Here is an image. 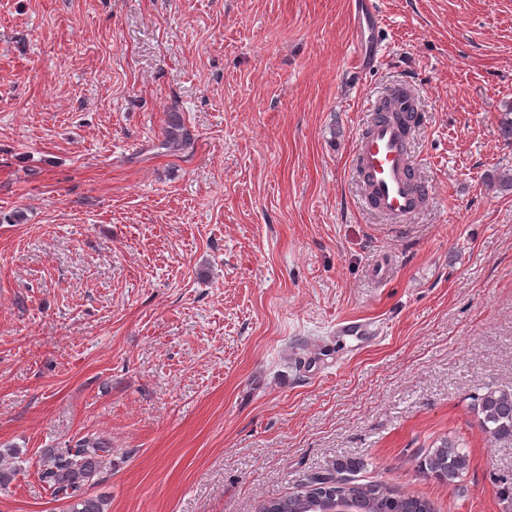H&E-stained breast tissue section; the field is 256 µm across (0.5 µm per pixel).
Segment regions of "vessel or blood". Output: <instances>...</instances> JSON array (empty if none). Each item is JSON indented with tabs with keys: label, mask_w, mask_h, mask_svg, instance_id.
I'll return each mask as SVG.
<instances>
[{
	"label": "vessel or blood",
	"mask_w": 512,
	"mask_h": 512,
	"mask_svg": "<svg viewBox=\"0 0 512 512\" xmlns=\"http://www.w3.org/2000/svg\"><path fill=\"white\" fill-rule=\"evenodd\" d=\"M353 45L358 63L378 61L383 39L375 0H352ZM353 149L352 161L362 186L366 207L389 223L404 224L426 205L429 188L415 173L409 126L420 117L418 98L402 82L368 103ZM344 336L378 337L374 322L363 318L337 321Z\"/></svg>",
	"instance_id": "vessel-or-blood-1"
}]
</instances>
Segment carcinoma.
<instances>
[{
	"mask_svg": "<svg viewBox=\"0 0 512 512\" xmlns=\"http://www.w3.org/2000/svg\"><path fill=\"white\" fill-rule=\"evenodd\" d=\"M192 134L182 115L169 113L162 146L179 150L191 144ZM474 413L481 432L491 442L512 441V388L486 386L474 398ZM22 452L11 445L0 447V486L12 483L22 469ZM112 449L104 439L87 434L69 448H45L38 477L66 512H109L110 500L91 492L100 481ZM468 455L459 444L443 438L418 456L421 472L452 484L468 469ZM360 462L338 461L333 469L306 479L302 489L261 506L260 512H322L323 494L333 491L356 502L357 512H434L430 501L403 493L383 482L360 483Z\"/></svg>",
	"mask_w": 512,
	"mask_h": 512,
	"instance_id": "1",
	"label": "carcinoma"
}]
</instances>
